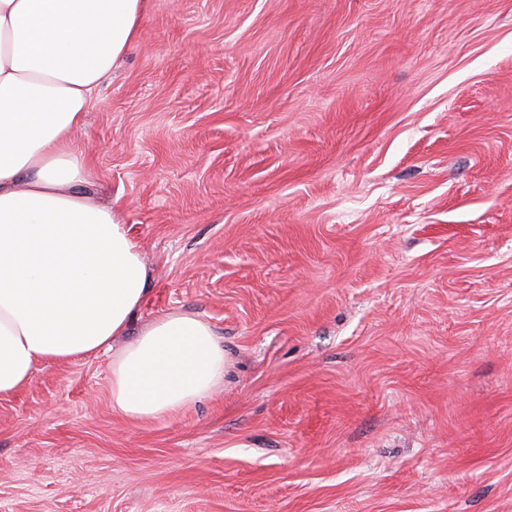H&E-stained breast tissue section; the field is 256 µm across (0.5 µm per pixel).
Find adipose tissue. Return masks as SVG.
Masks as SVG:
<instances>
[{
	"label": "adipose tissue",
	"instance_id": "adipose-tissue-1",
	"mask_svg": "<svg viewBox=\"0 0 512 512\" xmlns=\"http://www.w3.org/2000/svg\"><path fill=\"white\" fill-rule=\"evenodd\" d=\"M147 0H0V396L46 362L111 349L149 293L119 212L85 192L74 135L136 41ZM205 321L171 313L112 360V409L132 421L180 412L224 379Z\"/></svg>",
	"mask_w": 512,
	"mask_h": 512
}]
</instances>
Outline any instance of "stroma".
Segmentation results:
<instances>
[{
	"instance_id": "35a3bbf8",
	"label": "stroma",
	"mask_w": 512,
	"mask_h": 512,
	"mask_svg": "<svg viewBox=\"0 0 512 512\" xmlns=\"http://www.w3.org/2000/svg\"><path fill=\"white\" fill-rule=\"evenodd\" d=\"M75 142L224 383L0 398V512H512V0H149Z\"/></svg>"
}]
</instances>
